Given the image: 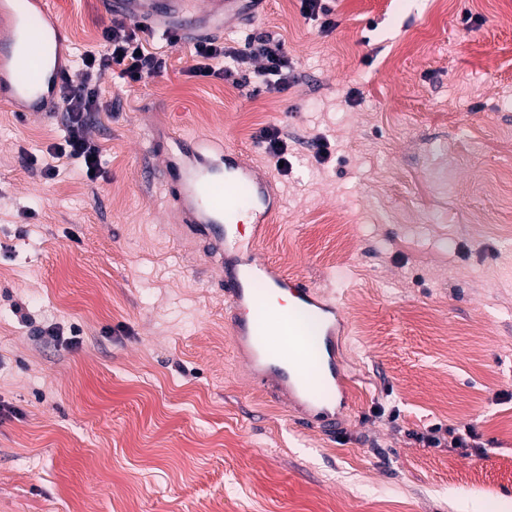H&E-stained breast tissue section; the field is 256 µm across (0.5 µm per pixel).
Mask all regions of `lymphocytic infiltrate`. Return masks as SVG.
Returning a JSON list of instances; mask_svg holds the SVG:
<instances>
[{
    "instance_id": "f902f5d3",
    "label": "lymphocytic infiltrate",
    "mask_w": 512,
    "mask_h": 512,
    "mask_svg": "<svg viewBox=\"0 0 512 512\" xmlns=\"http://www.w3.org/2000/svg\"><path fill=\"white\" fill-rule=\"evenodd\" d=\"M144 25H130L123 19H113L102 32L104 49L86 52L81 57L83 81L80 85L63 84L59 100L64 110L65 134L53 147V153L77 161L87 180L97 181L103 172L100 147L89 140L86 129L96 108L97 87L113 65H120L121 78L132 82L156 73L160 59L143 42ZM196 63L192 68L197 77H224L237 86L253 87L254 91L281 93L290 88V62L283 43L271 36L247 35L240 50L226 49L223 43L200 40L194 45ZM261 65L246 71L252 60Z\"/></svg>"
}]
</instances>
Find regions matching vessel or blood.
Here are the masks:
<instances>
[{
	"label": "vessel or blood",
	"mask_w": 512,
	"mask_h": 512,
	"mask_svg": "<svg viewBox=\"0 0 512 512\" xmlns=\"http://www.w3.org/2000/svg\"><path fill=\"white\" fill-rule=\"evenodd\" d=\"M186 0H110L111 10L147 26L183 20ZM0 15L9 18L0 30V97L13 102L24 116H46L56 108L65 75L61 43L49 0H0ZM179 158H166V184L181 205L183 227L204 240L219 265V285L229 312L232 343L245 353L254 382L272 386L305 408L304 425L335 433L336 404L352 402V379L336 358V336L344 322L333 295L257 259L265 224L277 211L278 190L269 174L239 151L207 148L202 137L173 136ZM231 224H246L249 238L229 235ZM288 291L302 310L319 324L316 341H308L294 312L276 311L270 295ZM288 342H281L282 334Z\"/></svg>",
	"instance_id": "obj_1"
}]
</instances>
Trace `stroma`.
<instances>
[{"label":"stroma","instance_id":"35a3bbf8","mask_svg":"<svg viewBox=\"0 0 512 512\" xmlns=\"http://www.w3.org/2000/svg\"><path fill=\"white\" fill-rule=\"evenodd\" d=\"M263 0L107 74L103 178L54 158L62 113L0 110V512H465L512 503V0ZM71 56L108 0H51ZM280 39L295 82L246 97L190 72L201 39ZM274 127L287 171L256 143ZM154 130L226 143L282 204L258 248L335 293L359 387L336 435L252 382L203 243L177 226ZM330 154H317L318 141ZM55 167V176L45 174ZM58 338L37 340L44 329ZM78 345H69L70 337ZM475 448H430V426ZM477 438L478 435L472 428L468 427L462 433L451 427L443 430L442 426L432 427L426 433L415 436L418 442L434 448H475L470 441L475 442Z\"/></svg>","mask_w":512,"mask_h":512}]
</instances>
